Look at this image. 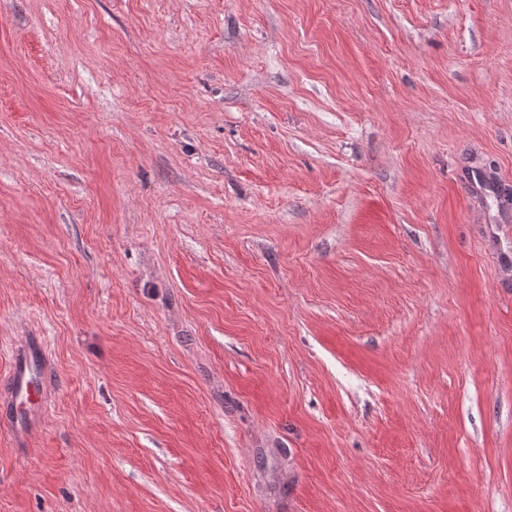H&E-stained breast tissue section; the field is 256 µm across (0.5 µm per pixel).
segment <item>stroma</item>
Returning <instances> with one entry per match:
<instances>
[{"label": "stroma", "instance_id": "1", "mask_svg": "<svg viewBox=\"0 0 512 512\" xmlns=\"http://www.w3.org/2000/svg\"><path fill=\"white\" fill-rule=\"evenodd\" d=\"M512 0H0V512H512ZM52 366L45 345L29 337L14 352L7 389L0 399V424L20 441L27 442L46 411Z\"/></svg>", "mask_w": 512, "mask_h": 512}]
</instances>
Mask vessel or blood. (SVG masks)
<instances>
[{
	"label": "vessel or blood",
	"instance_id": "obj_1",
	"mask_svg": "<svg viewBox=\"0 0 512 512\" xmlns=\"http://www.w3.org/2000/svg\"><path fill=\"white\" fill-rule=\"evenodd\" d=\"M51 384L49 353L37 338H28L15 350L7 388L0 393V426L27 441L46 410Z\"/></svg>",
	"mask_w": 512,
	"mask_h": 512
}]
</instances>
